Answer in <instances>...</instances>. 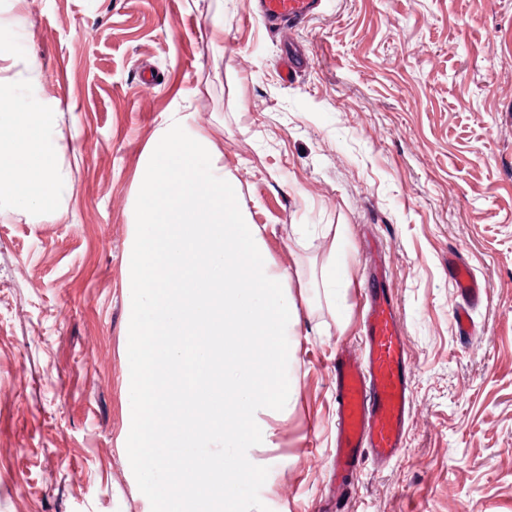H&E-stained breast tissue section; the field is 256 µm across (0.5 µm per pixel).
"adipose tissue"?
<instances>
[{"label": "adipose tissue", "mask_w": 512, "mask_h": 512, "mask_svg": "<svg viewBox=\"0 0 512 512\" xmlns=\"http://www.w3.org/2000/svg\"><path fill=\"white\" fill-rule=\"evenodd\" d=\"M0 115L9 119L0 128V202L45 209L65 187V176L46 147L51 115L22 110L3 92Z\"/></svg>", "instance_id": "1"}]
</instances>
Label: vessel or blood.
Here are the masks:
<instances>
[{
  "label": "vessel or blood",
  "mask_w": 512,
  "mask_h": 512,
  "mask_svg": "<svg viewBox=\"0 0 512 512\" xmlns=\"http://www.w3.org/2000/svg\"><path fill=\"white\" fill-rule=\"evenodd\" d=\"M264 22L289 31L314 15L321 0H257ZM448 274L460 301L455 319L460 335L472 329L470 309L482 303L486 289L456 256L448 258ZM363 310L360 357L340 353L333 365L336 386V435L333 465L338 486H346L364 458L390 462L404 446L412 393L407 338L400 327L397 303L386 274L369 279Z\"/></svg>",
  "instance_id": "obj_1"
}]
</instances>
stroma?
I'll list each match as a JSON object with an SVG mask.
<instances>
[{
	"mask_svg": "<svg viewBox=\"0 0 512 512\" xmlns=\"http://www.w3.org/2000/svg\"><path fill=\"white\" fill-rule=\"evenodd\" d=\"M508 30L512 0H323L285 34L250 0H0L6 87L53 113L68 175L47 210L0 204V512H151L123 448L124 256L138 167L170 112L214 142L271 263L299 269L298 392L275 447L253 451L270 512L338 497L347 512H512ZM289 47L310 58L290 83ZM334 224L346 276L329 300ZM452 254L487 285L469 337ZM377 266L408 339L412 414L399 456L365 460L340 492L330 361L360 346Z\"/></svg>",
	"mask_w": 512,
	"mask_h": 512,
	"instance_id": "stroma-1",
	"label": "stroma"
}]
</instances>
